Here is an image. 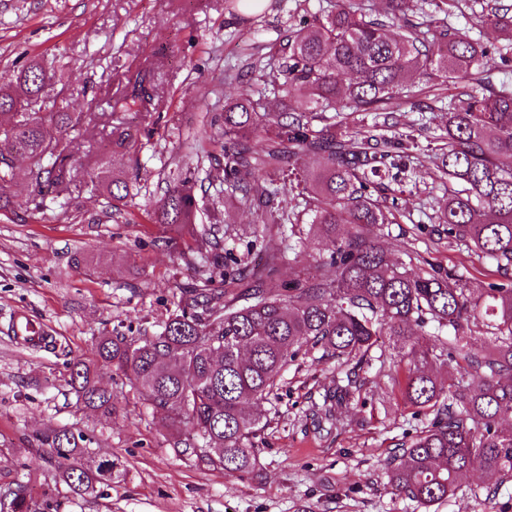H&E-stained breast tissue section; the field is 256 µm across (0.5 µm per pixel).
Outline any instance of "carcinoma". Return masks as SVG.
Masks as SVG:
<instances>
[{
  "mask_svg": "<svg viewBox=\"0 0 512 512\" xmlns=\"http://www.w3.org/2000/svg\"><path fill=\"white\" fill-rule=\"evenodd\" d=\"M413 0H385L374 12L361 0H334L289 22L286 34L243 59L250 82L238 97L224 101L216 119L224 166L205 168L215 156L195 148L191 164L174 163L162 194L153 201L152 223L187 230L183 256L207 259L206 273L176 285V308L149 333L101 336V365L134 372L138 398L178 425L174 447L229 473L255 475L260 449L253 444L251 411L269 400L288 365L301 352L350 364L345 378L323 396L316 415L330 420L361 403V373L372 366L378 337L408 347L401 387L404 405L429 417L417 434L404 438L383 461L393 494L429 508L454 497L462 476L479 464L489 478L483 495L495 497L512 483V285L469 288L457 271L421 268L415 257L396 260L369 240L370 224H392L385 180L401 183L411 153L419 148L412 132L399 130L405 106L421 111L424 89L411 90L416 74L425 84H448L446 130L429 144L440 156L441 178L460 182L461 191L438 204L437 223L448 242L464 245L512 277V83L494 84V71L512 62V0H474L479 23L499 32L492 46L448 24L462 0H430L433 9L415 19ZM47 71L35 62L0 82V215L20 222L35 219L72 193V158L85 144L89 127L108 133L115 151H126L137 133L121 127V113L140 112L151 95L142 78L114 100L109 112L67 111L68 86L61 84L53 111H29L43 98ZM281 105L268 120L269 97ZM309 99L297 110L291 100ZM343 112H373L371 131L336 132ZM260 137V148L254 139ZM30 162L32 186L16 204L14 161ZM204 177H199V173ZM294 177L285 191L281 177ZM85 184L105 200V214H122L138 187L109 168L89 167ZM235 202L279 225L288 248L268 254L265 277L242 290L244 304L213 287L253 279L238 266L221 272L224 237L220 225L199 224L198 195L216 183ZM325 238L331 252L314 277L288 286L276 272L294 262L304 234ZM483 331L490 347H473ZM77 402L112 413V391L98 385L85 361L71 363ZM41 443L60 459L61 481L77 495H93L109 482L110 459L87 466V439L66 427H49ZM10 512H40L27 486L8 493Z\"/></svg>",
  "mask_w": 512,
  "mask_h": 512,
  "instance_id": "cac0c4a2",
  "label": "carcinoma"
}]
</instances>
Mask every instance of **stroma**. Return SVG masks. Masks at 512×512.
Here are the masks:
<instances>
[{
  "label": "stroma",
  "instance_id": "obj_1",
  "mask_svg": "<svg viewBox=\"0 0 512 512\" xmlns=\"http://www.w3.org/2000/svg\"><path fill=\"white\" fill-rule=\"evenodd\" d=\"M297 4L278 0L246 21L228 0H0L1 74L13 75L37 59L47 71L63 72L70 111L98 112L144 71L161 113L150 140L132 154L98 147L103 166H141L142 190L128 208L130 223L107 219L101 197L86 191L26 224L0 218L1 490L27 483L53 512H507L512 506L505 494L493 500L474 495L486 482L476 469L456 496L428 511L388 489L383 460L423 421L412 418L392 385L403 377V351L387 337L361 389L365 405L318 427L313 403L346 366L318 349L288 366L259 411L263 428L255 444L262 471L254 478L178 453L174 428L135 397L134 375L99 368L98 381L111 389L115 405L108 416L77 404L70 389L72 360L96 361L99 337L134 336L160 324L174 310L177 284L194 279L181 239L147 223L146 211L188 143L207 141L219 151V129L210 118L242 87L230 72L247 45L285 28ZM418 157L404 177L396 223L371 225L368 237L392 257L413 252L433 267L461 268L474 288L501 281L495 264L448 242L433 222L437 202L454 186L439 179L434 152L424 149ZM216 219L239 258H246L259 232L269 247L285 244L277 225L225 206L223 194L213 191L200 203L199 221ZM17 313L48 327L54 346L19 343L9 328ZM50 424L82 433L96 457L118 462L103 493L76 495L60 481V461L40 441Z\"/></svg>",
  "mask_w": 512,
  "mask_h": 512
}]
</instances>
